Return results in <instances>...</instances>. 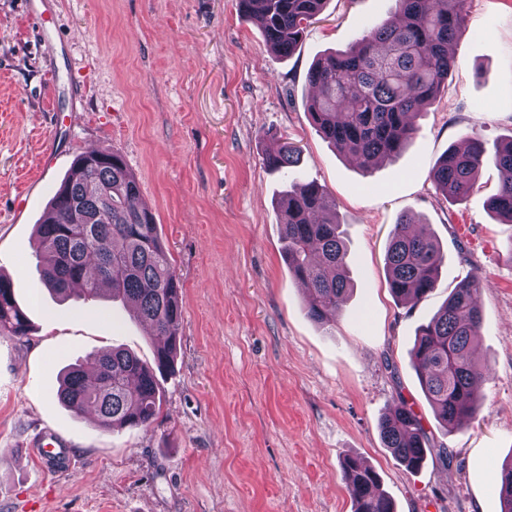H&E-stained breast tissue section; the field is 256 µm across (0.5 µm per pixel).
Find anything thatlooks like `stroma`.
<instances>
[{"instance_id":"obj_1","label":"stroma","mask_w":512,"mask_h":512,"mask_svg":"<svg viewBox=\"0 0 512 512\" xmlns=\"http://www.w3.org/2000/svg\"><path fill=\"white\" fill-rule=\"evenodd\" d=\"M0 0V273L32 325L0 337V512H355L344 455L375 468L396 512H501L493 475L512 461V224L486 207L512 137V0H468L456 67L397 158L363 168L306 112L307 74L386 18L395 0H327L295 52L276 57L238 0ZM477 133L488 154L476 191L442 196L430 172ZM289 141L297 166L273 172ZM121 153L152 209L182 285L180 343L149 425L108 432L56 397L60 371L121 347L155 345L119 302L55 298L36 271L35 226L76 157ZM314 181L336 203L353 293L330 324L311 320L283 256L278 195ZM434 231L448 259L437 288L398 302L385 251L399 218ZM478 274L477 356L491 374L473 419L442 429L410 351L458 282ZM420 418L436 451L406 470L381 416ZM69 444L58 471L30 447ZM297 160L298 149L288 142L280 144L277 148L267 151L263 158L266 167L277 172L287 170L288 167L294 166V164L297 163ZM30 447L34 448L35 454L45 461L46 455L63 452L64 448H68V443L55 433L42 431L33 439Z\"/></svg>"}]
</instances>
